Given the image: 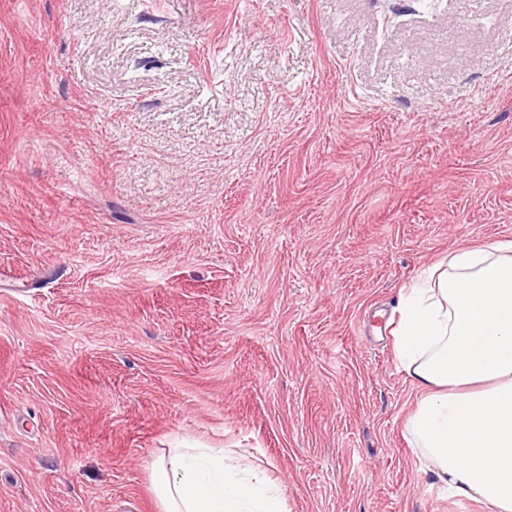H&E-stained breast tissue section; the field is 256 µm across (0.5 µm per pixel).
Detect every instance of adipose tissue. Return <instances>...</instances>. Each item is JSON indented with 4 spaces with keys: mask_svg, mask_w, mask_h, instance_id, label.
Segmentation results:
<instances>
[{
    "mask_svg": "<svg viewBox=\"0 0 512 512\" xmlns=\"http://www.w3.org/2000/svg\"><path fill=\"white\" fill-rule=\"evenodd\" d=\"M423 397L407 426L449 496L512 512V242L460 248L402 288L392 331ZM160 512H287L279 485L222 448L183 441L150 470Z\"/></svg>",
    "mask_w": 512,
    "mask_h": 512,
    "instance_id": "1",
    "label": "adipose tissue"
}]
</instances>
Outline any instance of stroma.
I'll list each match as a JSON object with an SVG mask.
<instances>
[{"instance_id":"obj_1","label":"stroma","mask_w":512,"mask_h":512,"mask_svg":"<svg viewBox=\"0 0 512 512\" xmlns=\"http://www.w3.org/2000/svg\"><path fill=\"white\" fill-rule=\"evenodd\" d=\"M499 241L512 0H0V512H159L181 439L288 512H487L390 321Z\"/></svg>"}]
</instances>
